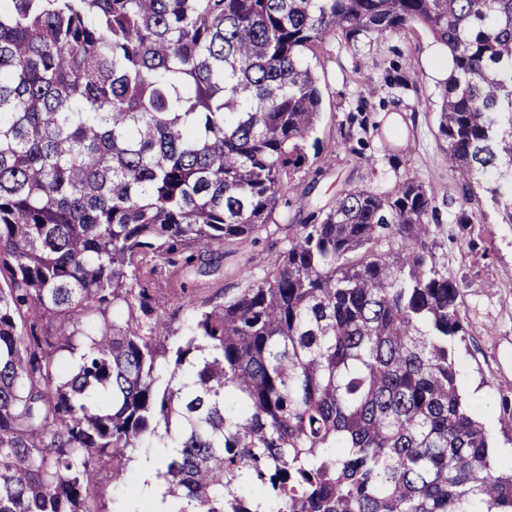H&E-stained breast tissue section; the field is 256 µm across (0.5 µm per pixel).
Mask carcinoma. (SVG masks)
<instances>
[{"label": "carcinoma", "mask_w": 512, "mask_h": 512, "mask_svg": "<svg viewBox=\"0 0 512 512\" xmlns=\"http://www.w3.org/2000/svg\"><path fill=\"white\" fill-rule=\"evenodd\" d=\"M414 25L452 60L453 223H483L485 176L512 224V0H0V512H104L101 470L131 484L144 448L177 512H512V460L459 387L433 186L302 216L306 54ZM375 128L358 105L341 147L364 158ZM281 198L269 271L220 301L180 283L179 332L146 274H218Z\"/></svg>", "instance_id": "carcinoma-1"}]
</instances>
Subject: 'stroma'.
Listing matches in <instances>:
<instances>
[{
  "label": "stroma",
  "mask_w": 512,
  "mask_h": 512,
  "mask_svg": "<svg viewBox=\"0 0 512 512\" xmlns=\"http://www.w3.org/2000/svg\"><path fill=\"white\" fill-rule=\"evenodd\" d=\"M447 51L422 28L372 41L327 39L311 65L324 90L316 135L326 172L309 198L307 211L326 207L346 185L389 189L405 174L431 183L437 194L434 218L439 229L435 252L450 277L461 281V313L469 337L456 352L461 392L481 407L500 458L512 457V432L499 421L503 402L512 403V224H502L490 201L486 221L469 227L452 223L458 190L448 175L431 106L449 75ZM405 87H397V79ZM366 100L376 125L364 157L340 147L339 125L358 100ZM277 230L262 233L257 244L237 245L224 259V273L199 278L191 286L199 299L233 295L236 271L243 265L266 270L269 252L284 245L288 209L274 212Z\"/></svg>",
  "instance_id": "obj_1"
}]
</instances>
